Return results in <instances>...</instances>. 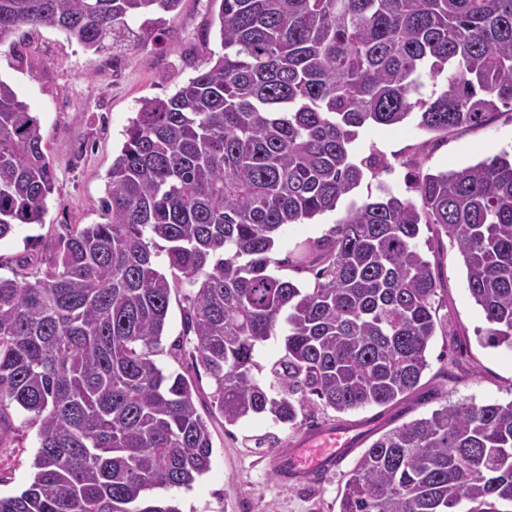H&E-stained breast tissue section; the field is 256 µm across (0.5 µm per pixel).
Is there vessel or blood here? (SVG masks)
I'll return each mask as SVG.
<instances>
[{"instance_id":"vessel-or-blood-1","label":"vessel or blood","mask_w":512,"mask_h":512,"mask_svg":"<svg viewBox=\"0 0 512 512\" xmlns=\"http://www.w3.org/2000/svg\"><path fill=\"white\" fill-rule=\"evenodd\" d=\"M351 444V438L343 433L309 429L301 434L288 455L279 458L278 466L284 479L317 480L342 464Z\"/></svg>"}]
</instances>
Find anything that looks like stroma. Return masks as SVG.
I'll list each match as a JSON object with an SVG mask.
<instances>
[{"instance_id": "1", "label": "stroma", "mask_w": 512, "mask_h": 512, "mask_svg": "<svg viewBox=\"0 0 512 512\" xmlns=\"http://www.w3.org/2000/svg\"><path fill=\"white\" fill-rule=\"evenodd\" d=\"M210 21V0H181L163 29L132 50L119 47L95 54L51 29L23 28L0 42V80L36 112L56 174L43 223L16 226L0 239L1 277L34 279L68 225L100 222L99 202L107 175L140 100L173 94L205 67L201 43L215 51L220 48L218 37L209 34ZM504 151H512L511 107L495 113L484 125L446 133L423 130L413 117L394 126L361 129L353 144L355 156L379 154L387 160V169L366 175L335 210L288 225L271 254L270 272L313 285L314 265L299 269L284 260L294 257L304 243L327 235L351 205L389 192L409 197V184L418 169H461ZM420 238L438 284L436 334L420 390L394 405L348 413L316 405L298 429L274 425L264 417L228 425L221 417L210 416L211 381L196 375L187 353L177 348L185 339L187 290L173 291L156 362L165 371L195 376L196 406L208 418L213 453L209 471L191 488H159L153 490V497L174 500L180 512H339L346 475L375 434L445 404L512 401V350L481 345L479 335L486 321L468 292L466 267L456 245L432 228L423 229ZM315 427L349 432L352 451L317 483L284 482L274 458L287 452L301 429ZM268 435L274 436L275 447H258L257 439ZM37 447L38 427L30 413L12 409L10 431L0 438L1 496L14 495L29 484Z\"/></svg>"}]
</instances>
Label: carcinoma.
<instances>
[{
	"label": "carcinoma",
	"instance_id": "carcinoma-1",
	"mask_svg": "<svg viewBox=\"0 0 512 512\" xmlns=\"http://www.w3.org/2000/svg\"><path fill=\"white\" fill-rule=\"evenodd\" d=\"M222 54L166 98L140 101L108 173L102 222L76 224L35 281L0 277V430L16 405L39 447L0 512H178L212 440L195 380L159 351L186 284L192 361L224 423L296 427L321 401L387 405L429 366L437 281L421 226L456 243L484 339L512 349V157L418 170L416 199L352 208L302 259L305 288L268 271L278 235L336 209L386 167L351 145L372 124L482 125L512 106V0H211ZM180 0H0V42L60 30L100 53L139 42ZM442 80L429 98L423 77ZM55 177L39 121L0 80V238L40 224ZM165 242L168 272L160 270ZM284 331L283 351L258 361ZM339 512H512V402L443 406L380 435Z\"/></svg>",
	"mask_w": 512,
	"mask_h": 512
}]
</instances>
